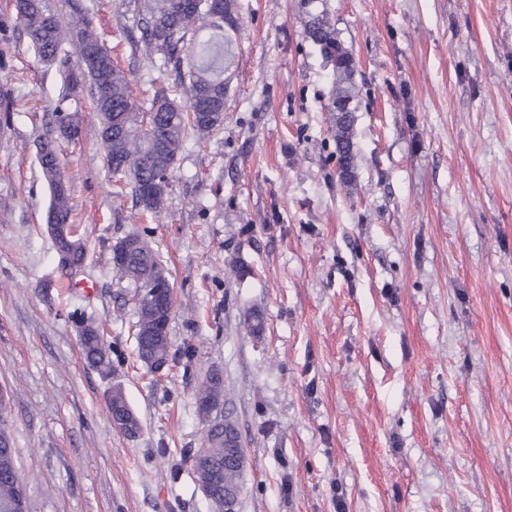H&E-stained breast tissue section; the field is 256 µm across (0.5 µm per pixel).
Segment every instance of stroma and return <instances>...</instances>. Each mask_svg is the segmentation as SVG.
I'll list each match as a JSON object with an SVG mask.
<instances>
[{"mask_svg": "<svg viewBox=\"0 0 512 512\" xmlns=\"http://www.w3.org/2000/svg\"><path fill=\"white\" fill-rule=\"evenodd\" d=\"M85 3L135 100L173 90L132 46L142 0ZM236 4L224 124L189 136L157 215L118 193L78 102L72 273L35 147L59 76L0 0V392L29 512H213L187 460L214 369L246 452L240 512H512V0H323L356 62L348 184L304 0ZM146 226L173 286L159 373L111 269ZM80 313L123 357L135 437L108 417Z\"/></svg>", "mask_w": 512, "mask_h": 512, "instance_id": "obj_1", "label": "stroma"}]
</instances>
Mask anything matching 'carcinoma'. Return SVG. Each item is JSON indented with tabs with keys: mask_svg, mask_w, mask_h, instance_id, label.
Masks as SVG:
<instances>
[{
	"mask_svg": "<svg viewBox=\"0 0 512 512\" xmlns=\"http://www.w3.org/2000/svg\"><path fill=\"white\" fill-rule=\"evenodd\" d=\"M69 17L50 10L46 0H15V9L24 33L39 59L58 68L62 90L49 121L37 142V153L43 176L50 188L48 216L60 224L70 223L71 190L59 157V143L79 127L78 113L71 105L87 96L99 117V137L108 167L126 177V187L135 205L143 211L158 213L168 192L174 166L184 149L188 130L206 136L224 124V57L231 54L233 42L224 33L218 12L231 7V0H197L194 7L184 9L181 0H143L141 41L151 55L172 65L181 81L188 82L187 99L180 103L159 93L148 107L137 103L131 94L126 74L114 63L111 50L101 40L78 0H69ZM306 36L315 46L321 64L331 80L330 111L336 104L351 105L350 111L336 116V160L339 177L345 183L354 178L356 145L353 140L354 112L357 111L355 60L331 25L325 11H309ZM75 47L79 59L91 51L102 55L105 74L71 65L69 47ZM213 95L214 116L192 122L183 113L195 112L204 104L202 97ZM123 117L122 128L112 130V116ZM116 249L122 259L112 257V273L120 281L136 288H147L158 282L164 269L153 246L150 231L135 232L120 239ZM139 298L134 332L140 359L147 365L164 364L172 358L170 338L159 333L158 320L152 307ZM79 342L85 361L110 381L118 378L120 363L112 358L113 348L95 323L79 316ZM106 409L114 420L135 435L140 421L130 407L121 385H111L106 393ZM0 444L9 449L0 456V509H10L25 484L19 472L10 434L0 429ZM200 447L208 449V460L219 466V480L213 483L217 494L224 484H235L241 476L224 470V423L213 418L203 433Z\"/></svg>",
	"mask_w": 512,
	"mask_h": 512,
	"instance_id": "cac0c4a2",
	"label": "carcinoma"
}]
</instances>
